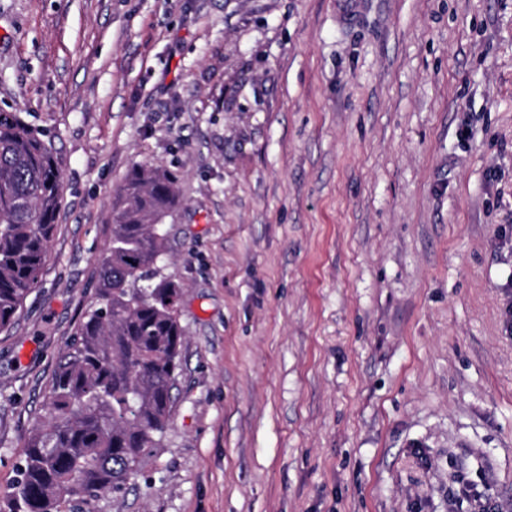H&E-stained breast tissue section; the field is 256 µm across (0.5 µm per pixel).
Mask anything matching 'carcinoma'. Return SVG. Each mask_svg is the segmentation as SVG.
Masks as SVG:
<instances>
[{
    "instance_id": "cac0c4a2",
    "label": "carcinoma",
    "mask_w": 512,
    "mask_h": 512,
    "mask_svg": "<svg viewBox=\"0 0 512 512\" xmlns=\"http://www.w3.org/2000/svg\"><path fill=\"white\" fill-rule=\"evenodd\" d=\"M176 177L139 166L116 193L97 286L61 354L44 422L25 440L23 512H92L159 447L184 340L181 287L157 266ZM63 191L51 142L0 110V329L39 284Z\"/></svg>"
}]
</instances>
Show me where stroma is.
<instances>
[{
	"instance_id": "obj_1",
	"label": "stroma",
	"mask_w": 512,
	"mask_h": 512,
	"mask_svg": "<svg viewBox=\"0 0 512 512\" xmlns=\"http://www.w3.org/2000/svg\"><path fill=\"white\" fill-rule=\"evenodd\" d=\"M63 177L0 331V512L115 191L176 174L169 426L94 512H512V0H0Z\"/></svg>"
}]
</instances>
